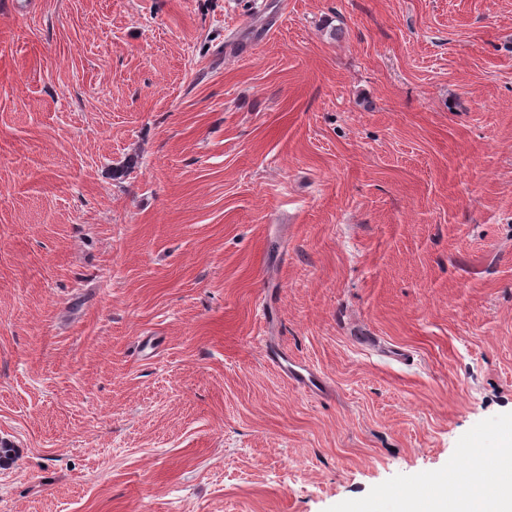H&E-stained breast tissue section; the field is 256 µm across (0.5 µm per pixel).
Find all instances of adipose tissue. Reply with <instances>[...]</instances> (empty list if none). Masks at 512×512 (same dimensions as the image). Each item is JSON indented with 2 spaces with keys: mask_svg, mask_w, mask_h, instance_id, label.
<instances>
[{
  "mask_svg": "<svg viewBox=\"0 0 512 512\" xmlns=\"http://www.w3.org/2000/svg\"><path fill=\"white\" fill-rule=\"evenodd\" d=\"M465 473L464 488L436 479L428 492L402 496L399 512H512V481L493 482L476 458Z\"/></svg>",
  "mask_w": 512,
  "mask_h": 512,
  "instance_id": "ef3b65f1",
  "label": "adipose tissue"
}]
</instances>
